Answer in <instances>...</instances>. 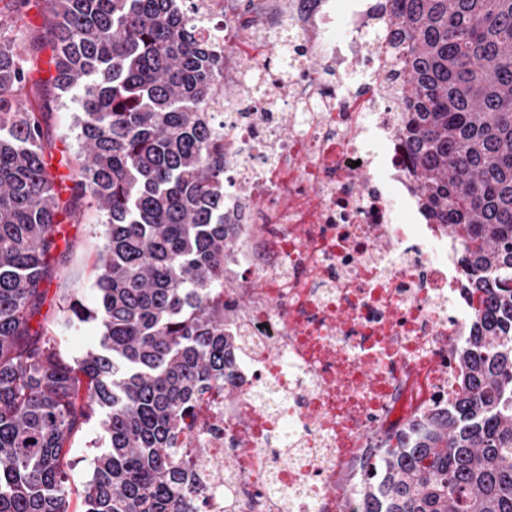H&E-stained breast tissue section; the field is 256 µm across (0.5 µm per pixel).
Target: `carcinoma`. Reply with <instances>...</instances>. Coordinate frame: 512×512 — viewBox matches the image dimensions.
<instances>
[{
    "label": "carcinoma",
    "mask_w": 512,
    "mask_h": 512,
    "mask_svg": "<svg viewBox=\"0 0 512 512\" xmlns=\"http://www.w3.org/2000/svg\"><path fill=\"white\" fill-rule=\"evenodd\" d=\"M57 88L79 91L70 188L44 154L45 112L26 99L38 50L26 0L0 12V512H68L62 459L94 416L83 512H187L179 444L193 397L224 387V14L206 0H45ZM408 95L398 137L427 218L457 242L462 286L487 295L449 342L459 390L376 449L357 512H512V0H383ZM70 191L68 199L63 190ZM101 213L99 346L67 360L44 301L61 222Z\"/></svg>",
    "instance_id": "carcinoma-1"
}]
</instances>
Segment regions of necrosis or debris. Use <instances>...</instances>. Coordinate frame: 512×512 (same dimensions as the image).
Wrapping results in <instances>:
<instances>
[{"instance_id": "obj_1", "label": "necrosis or debris", "mask_w": 512, "mask_h": 512, "mask_svg": "<svg viewBox=\"0 0 512 512\" xmlns=\"http://www.w3.org/2000/svg\"><path fill=\"white\" fill-rule=\"evenodd\" d=\"M378 0H224V221L239 337L181 435L191 512H349L392 429L447 407L448 342L485 296L422 224L396 136L406 87Z\"/></svg>"}]
</instances>
